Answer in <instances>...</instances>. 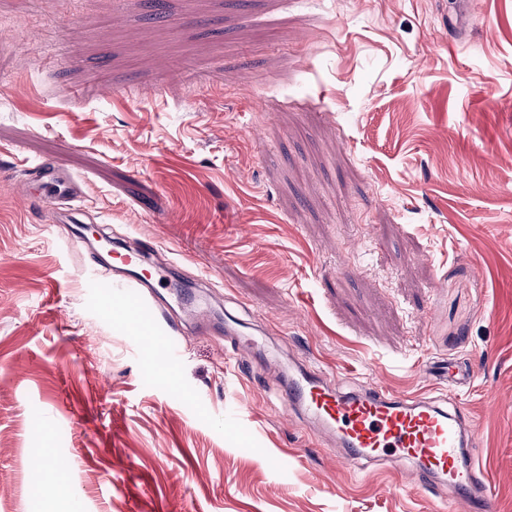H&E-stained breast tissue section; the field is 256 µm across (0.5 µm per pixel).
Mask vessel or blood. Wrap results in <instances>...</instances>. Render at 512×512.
I'll return each mask as SVG.
<instances>
[{
    "instance_id": "b4317fda",
    "label": "vessel or blood",
    "mask_w": 512,
    "mask_h": 512,
    "mask_svg": "<svg viewBox=\"0 0 512 512\" xmlns=\"http://www.w3.org/2000/svg\"><path fill=\"white\" fill-rule=\"evenodd\" d=\"M36 170L43 200L56 206L60 221L73 222V203L82 195L80 181L55 161L39 163ZM67 244L95 255L99 266L110 270L109 295L118 309H125L132 296L142 299L150 310L151 336L161 343L160 354L174 361L179 354L174 338L183 325L154 291L168 269L148 273L143 268L154 244L115 251L93 246L80 230ZM281 403L291 417L329 437L337 464L399 467L417 488L446 487V512H493L491 486L476 464L474 431L461 405L449 409L437 399L392 392L373 382L343 390L305 369L284 378Z\"/></svg>"
}]
</instances>
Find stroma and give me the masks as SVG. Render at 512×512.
I'll list each match as a JSON object with an SVG mask.
<instances>
[{"instance_id": "35a3bbf8", "label": "stroma", "mask_w": 512, "mask_h": 512, "mask_svg": "<svg viewBox=\"0 0 512 512\" xmlns=\"http://www.w3.org/2000/svg\"><path fill=\"white\" fill-rule=\"evenodd\" d=\"M158 10L0 0V512H427L436 492L286 418L294 364L462 403L512 512V0ZM44 160L80 179L81 223L151 235L211 302L178 365L24 191ZM228 313L263 348L235 356ZM431 358L472 385L424 380Z\"/></svg>"}]
</instances>
